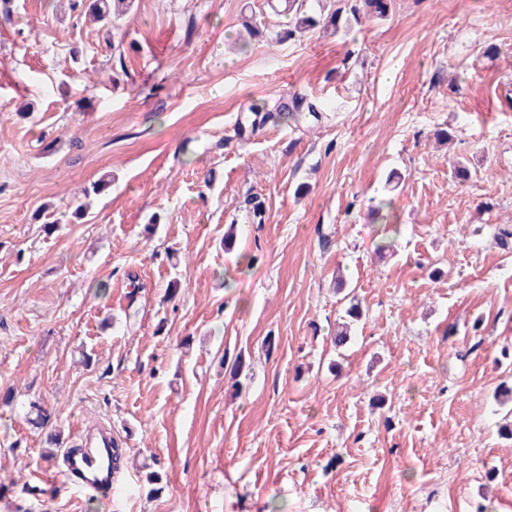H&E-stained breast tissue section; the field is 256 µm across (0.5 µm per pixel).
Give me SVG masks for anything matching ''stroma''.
<instances>
[{"label":"stroma","instance_id":"35a3bbf8","mask_svg":"<svg viewBox=\"0 0 512 512\" xmlns=\"http://www.w3.org/2000/svg\"><path fill=\"white\" fill-rule=\"evenodd\" d=\"M246 11L286 23L267 0H134L109 30L69 0L0 14V512H512V0L245 45ZM294 92L321 122L239 144ZM92 428L127 450L95 494L63 465Z\"/></svg>","mask_w":512,"mask_h":512}]
</instances>
